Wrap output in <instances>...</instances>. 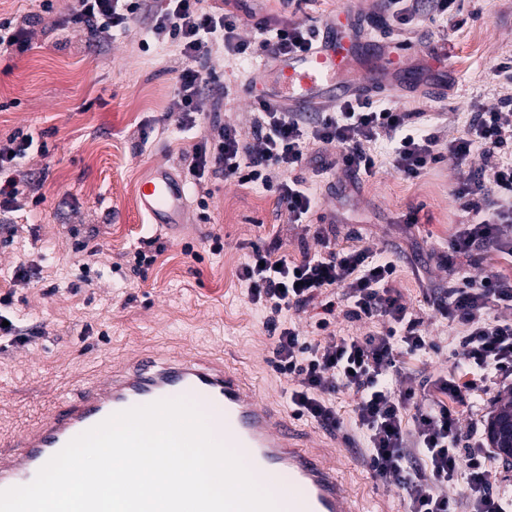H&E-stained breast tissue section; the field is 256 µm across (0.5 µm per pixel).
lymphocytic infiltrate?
<instances>
[{
    "label": "lymphocytic infiltrate",
    "instance_id": "obj_1",
    "mask_svg": "<svg viewBox=\"0 0 512 512\" xmlns=\"http://www.w3.org/2000/svg\"><path fill=\"white\" fill-rule=\"evenodd\" d=\"M455 7L456 0H382L378 20L386 27L404 26L422 13L444 18ZM145 14L151 17L152 40L179 51L182 64L171 109L189 127L196 124L205 88L217 80L208 65L213 47L235 58L259 49L279 58L312 48L319 34L306 22L273 26L255 18L247 0H235L230 10H206L200 0H74L64 23L99 47ZM247 17L255 20L259 44L239 34ZM413 118L394 104L378 107L369 99H347L334 111L309 114L283 111L260 97L253 142H244L235 125L213 126L186 158L182 173L199 188L217 177L262 185L276 194L289 223L300 224L315 207L306 180L295 174L310 146L336 147L335 156L321 157L319 172L342 169L358 179L374 175L376 160L368 146L381 138L391 145L393 168L410 178L445 158L463 166L477 157V173L453 189L455 197L471 196L475 202L448 254L468 256L491 248L512 255V161L499 158L504 144L512 141V96L477 112L466 132L450 141L440 126L416 127ZM34 148L47 150L28 134L0 140V213L18 210L26 199V186L10 171ZM315 236L322 253L298 261H273L282 246L277 239L252 246L240 273L249 301L265 313L274 370L298 378L288 393L292 416L339 430L343 422L333 399L351 392L366 462L375 477L394 480L405 491L408 512H512V488L492 487L485 449L450 408L482 387L491 372L512 369V277L483 270L436 293L435 310L458 330L452 349L458 367L437 380L448 403L414 411L415 389L403 384L400 359L426 353L433 342L393 286L395 262L366 249L336 248L320 229ZM313 303L322 309L319 330L328 331L339 314L364 324L378 321L382 328L357 336L331 335L323 343L308 341L286 324L284 314ZM461 482L466 485L462 496L455 492Z\"/></svg>",
    "mask_w": 512,
    "mask_h": 512
}]
</instances>
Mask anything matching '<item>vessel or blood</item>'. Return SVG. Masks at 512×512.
Here are the masks:
<instances>
[{"mask_svg":"<svg viewBox=\"0 0 512 512\" xmlns=\"http://www.w3.org/2000/svg\"><path fill=\"white\" fill-rule=\"evenodd\" d=\"M354 13L341 9L316 46L278 58L266 96L290 112H316L351 97L383 95L394 85L372 74L344 79L354 58L369 52ZM154 223L178 224L186 206L181 180L158 167L139 188ZM205 401L255 475L281 494V512H358L356 498L325 456L309 449L280 409L261 402L245 376L223 358L194 354L161 360L150 355L113 367L105 380L76 389L32 426L0 436V490L29 484L70 440L118 412L163 399Z\"/></svg>","mask_w":512,"mask_h":512,"instance_id":"b4317fda","label":"vessel or blood"}]
</instances>
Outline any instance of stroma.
<instances>
[{"mask_svg": "<svg viewBox=\"0 0 512 512\" xmlns=\"http://www.w3.org/2000/svg\"><path fill=\"white\" fill-rule=\"evenodd\" d=\"M258 16L308 19L323 27L341 8L352 7L370 43L398 47L410 84L391 98L405 112L440 115L445 136L462 135L474 105L487 107L512 94L496 66H512V0H461V11L434 21L416 17L411 25L372 28L378 0H254ZM38 0H0V18L28 17L32 48L0 55V138L20 132L46 143L48 155L19 160L15 176L37 181L39 204H25L9 215L12 238L0 234V297L11 295L9 310L23 340L0 342V425L32 423L70 390L103 379L114 363L139 352L185 356L207 351L223 357L249 380L256 396L287 409L289 381L269 363L271 341L263 315L247 296L239 270L252 245L282 240L280 256L298 260L318 245L311 227L327 225L337 247L386 252L397 264L393 283L436 348L404 359L403 372L416 384V401L442 400L435 385L451 370L448 354L456 329L429 306L431 287L474 274L476 268L512 276V256L488 249L478 257H457L441 265L439 256L466 209L452 185L468 168L444 160L418 177L396 172L389 146L380 140L370 151L374 176L353 181L345 171L316 174L298 169L319 199L309 225L292 224L274 193L259 185L217 179L209 184L206 208L199 190L188 187L183 224L162 226L142 212L138 186L154 167L181 173L213 124L231 123L252 141L254 117L250 87L261 76L254 58H225L211 64L220 82L217 97H205L193 129L182 130L170 109L176 48H143L147 26L137 22L102 51L87 49L72 30H50ZM447 42L445 67L430 66V49ZM448 88L445 99L414 87L416 78ZM415 217L407 227V217ZM152 240V265L133 270L130 261L143 241ZM223 248L214 251V240ZM31 272L17 282V266ZM512 391V371L497 372L487 389L456 404L462 423L485 425L499 396ZM353 397L336 396L344 424L336 433L314 420L292 419V426L322 446L361 512H405L403 490L375 478L363 463V439L356 428Z\"/></svg>", "mask_w": 512, "mask_h": 512, "instance_id": "stroma-1", "label": "stroma"}]
</instances>
